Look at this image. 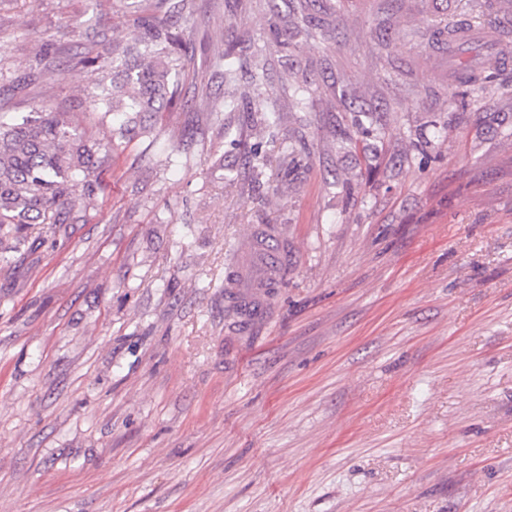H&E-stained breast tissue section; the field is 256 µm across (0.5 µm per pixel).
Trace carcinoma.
<instances>
[{
    "label": "carcinoma",
    "instance_id": "cac0c4a2",
    "mask_svg": "<svg viewBox=\"0 0 512 512\" xmlns=\"http://www.w3.org/2000/svg\"><path fill=\"white\" fill-rule=\"evenodd\" d=\"M127 13L126 35L108 38L103 29L78 36L102 48L94 57L74 55L71 65H98L103 76L86 93L96 124L108 129L91 135L75 112H59L43 102L27 112L0 113V230L9 229L14 255L0 256L8 266L27 259L33 247L25 230L35 224H75L97 199L99 174L115 140L152 130L159 112H193L197 99L183 93L182 77L194 56L185 38L196 27L193 0H117ZM173 8H167L168 3Z\"/></svg>",
    "mask_w": 512,
    "mask_h": 512
}]
</instances>
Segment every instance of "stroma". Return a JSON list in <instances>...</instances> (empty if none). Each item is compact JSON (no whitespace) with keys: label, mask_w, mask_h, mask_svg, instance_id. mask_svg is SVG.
<instances>
[{"label":"stroma","mask_w":512,"mask_h":512,"mask_svg":"<svg viewBox=\"0 0 512 512\" xmlns=\"http://www.w3.org/2000/svg\"><path fill=\"white\" fill-rule=\"evenodd\" d=\"M482 5L198 0L183 88L252 111L156 114L83 221L0 269V512H512V70L461 95L483 45L424 37L437 14L512 29V0ZM98 23L123 35L116 0H0V108L93 89L82 66L13 80ZM272 224L251 321L224 274Z\"/></svg>","instance_id":"35a3bbf8"}]
</instances>
